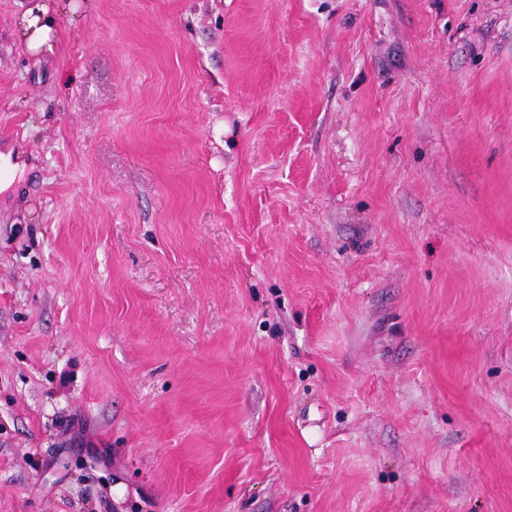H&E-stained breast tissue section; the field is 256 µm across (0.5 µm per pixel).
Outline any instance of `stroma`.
Masks as SVG:
<instances>
[{
	"label": "stroma",
	"instance_id": "obj_1",
	"mask_svg": "<svg viewBox=\"0 0 512 512\" xmlns=\"http://www.w3.org/2000/svg\"><path fill=\"white\" fill-rule=\"evenodd\" d=\"M0 0V512H512V0ZM49 1L60 0H36L24 10L17 22L20 41L27 50L40 55L54 52L57 18L55 6Z\"/></svg>",
	"mask_w": 512,
	"mask_h": 512
}]
</instances>
